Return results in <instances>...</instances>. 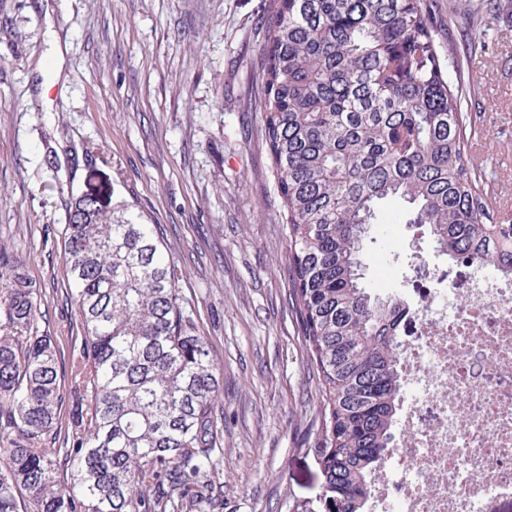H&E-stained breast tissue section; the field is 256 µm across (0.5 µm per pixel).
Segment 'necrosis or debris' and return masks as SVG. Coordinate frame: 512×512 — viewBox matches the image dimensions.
<instances>
[{"label": "necrosis or debris", "instance_id": "obj_1", "mask_svg": "<svg viewBox=\"0 0 512 512\" xmlns=\"http://www.w3.org/2000/svg\"><path fill=\"white\" fill-rule=\"evenodd\" d=\"M460 304L434 289L409 307L415 338L400 345L401 441L373 476L367 512H490L512 497V279L478 266ZM485 352L499 379L471 372Z\"/></svg>", "mask_w": 512, "mask_h": 512}]
</instances>
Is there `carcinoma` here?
<instances>
[{"mask_svg": "<svg viewBox=\"0 0 512 512\" xmlns=\"http://www.w3.org/2000/svg\"><path fill=\"white\" fill-rule=\"evenodd\" d=\"M426 13L425 0H280L254 73L290 299L322 392L312 452L338 512H366L402 389L406 310L362 283L364 225L402 201L438 251L512 276V224L467 161L472 125ZM63 260L82 334L68 361L57 337L34 332L43 290L0 266V512H223L222 370L157 225L84 192Z\"/></svg>", "mask_w": 512, "mask_h": 512, "instance_id": "1", "label": "carcinoma"}]
</instances>
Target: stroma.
<instances>
[{
  "label": "stroma",
  "instance_id": "stroma-1",
  "mask_svg": "<svg viewBox=\"0 0 512 512\" xmlns=\"http://www.w3.org/2000/svg\"><path fill=\"white\" fill-rule=\"evenodd\" d=\"M0 0V263L42 288L35 330L79 351L61 236L90 189L159 225L184 305L224 372L223 512H290L322 492L311 453L321 393L289 293L288 226L253 73L277 0ZM461 109L512 222V15L490 0H426ZM67 51L50 59L51 35ZM384 204L363 282L387 298L421 280L455 288L466 265ZM396 270L379 288L382 267Z\"/></svg>",
  "mask_w": 512,
  "mask_h": 512
}]
</instances>
